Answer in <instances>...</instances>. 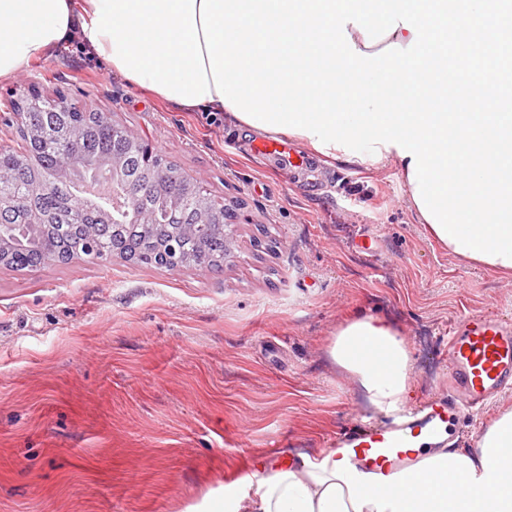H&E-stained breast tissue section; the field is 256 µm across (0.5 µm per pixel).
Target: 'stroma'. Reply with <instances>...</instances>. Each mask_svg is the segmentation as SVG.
<instances>
[{"label": "stroma", "instance_id": "35a3bbf8", "mask_svg": "<svg viewBox=\"0 0 512 512\" xmlns=\"http://www.w3.org/2000/svg\"><path fill=\"white\" fill-rule=\"evenodd\" d=\"M27 87L110 113L233 206L239 230L219 271L0 267V512H224L254 456L315 454L386 419L327 355L346 312L401 330L416 406L448 384L455 321H512V283L426 238L395 165L255 154L260 132L174 109L67 43L0 82V146ZM504 407L512 388L452 427L454 447Z\"/></svg>", "mask_w": 512, "mask_h": 512}]
</instances>
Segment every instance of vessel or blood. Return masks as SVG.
<instances>
[{"label": "vessel or blood", "mask_w": 512, "mask_h": 512, "mask_svg": "<svg viewBox=\"0 0 512 512\" xmlns=\"http://www.w3.org/2000/svg\"><path fill=\"white\" fill-rule=\"evenodd\" d=\"M449 384L437 399L394 426H356L336 447L367 471L400 473L410 467L406 450L436 437L444 424L482 406L512 385V324L490 314H468L448 330Z\"/></svg>", "instance_id": "1"}]
</instances>
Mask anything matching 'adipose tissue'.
<instances>
[{
    "instance_id": "ef3b65f1",
    "label": "adipose tissue",
    "mask_w": 512,
    "mask_h": 512,
    "mask_svg": "<svg viewBox=\"0 0 512 512\" xmlns=\"http://www.w3.org/2000/svg\"><path fill=\"white\" fill-rule=\"evenodd\" d=\"M72 40L170 106L395 164L426 236L512 282V112L488 109L512 95V0H0V82ZM328 351L376 408L410 399L412 350L388 320L346 316ZM412 452L398 483L297 453L224 512H512L511 407L476 447Z\"/></svg>"
}]
</instances>
